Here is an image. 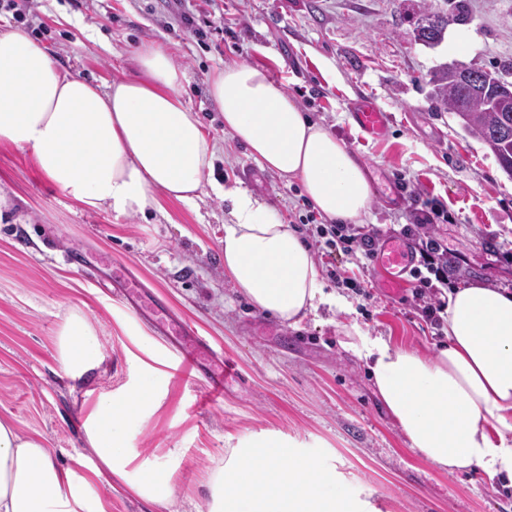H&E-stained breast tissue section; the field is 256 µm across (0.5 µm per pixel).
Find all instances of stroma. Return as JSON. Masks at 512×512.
Wrapping results in <instances>:
<instances>
[{
	"instance_id": "35a3bbf8",
	"label": "stroma",
	"mask_w": 512,
	"mask_h": 512,
	"mask_svg": "<svg viewBox=\"0 0 512 512\" xmlns=\"http://www.w3.org/2000/svg\"><path fill=\"white\" fill-rule=\"evenodd\" d=\"M472 19L449 25L444 41L416 43L415 0H20L0 24L26 28L59 65L96 83L129 69L147 42L183 67V99L220 150L213 177L247 189L282 223L309 239V206L299 182L263 169L224 130L209 96L213 73L231 62L265 69L297 107L334 133L366 168L374 188L368 229L405 241L407 225L431 208L446 222L435 235L464 259L448 282L512 289V177L457 118L436 108L426 75L457 60L489 72L512 66V0H466ZM365 98L388 112L387 136L361 140L350 112ZM253 171L246 179L244 171ZM0 419L40 435L54 462L88 477L107 512H209V485L227 447L261 431L297 440L302 455L335 473L345 493L381 512H512V482L480 470L448 474L422 460L388 414L365 364L343 347L344 328L423 356L435 354L441 325L411 306V289L390 292L375 259L353 266L343 251L314 249L327 292L347 310L320 308L298 327L260 311L224 275V204L207 194L195 207L162 200L163 214L117 218L64 194L29 151L0 145ZM79 253L83 267L72 266ZM123 266L156 303L205 336L233 369L217 404L204 382L173 379L171 344L131 309L114 286ZM354 268L357 287L328 277ZM83 316L103 357L81 377L66 373L57 342L65 318ZM151 341L166 396L146 421L127 427L138 461L173 472L170 502L150 504L123 486L93 479L98 459L84 428L99 393L142 375L127 352Z\"/></svg>"
}]
</instances>
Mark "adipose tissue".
<instances>
[{"mask_svg": "<svg viewBox=\"0 0 512 512\" xmlns=\"http://www.w3.org/2000/svg\"><path fill=\"white\" fill-rule=\"evenodd\" d=\"M136 76L94 84L61 69L21 27L0 29V144L29 150L39 171L67 195L115 217L159 209V196L195 205L204 187L228 207L224 273L262 312L295 325L336 305L309 249L276 214L238 186L212 184L218 146L182 100L185 74L169 52L145 44ZM224 127L250 157L297 180L332 220L361 223L373 188L347 145L306 118L259 67L231 63L210 79ZM446 344L435 357L345 327V349L370 370L409 448L443 471L476 468L512 480V290L482 283L451 289ZM61 364L82 376L101 357L95 330L65 319ZM163 390L142 381L99 394L85 418L99 462L136 496L168 502L172 472L140 464L126 448L130 421L159 407ZM86 478L57 467L43 442L0 420V512H106ZM213 512H360L335 475L294 442L271 432L231 447L213 486Z\"/></svg>", "mask_w": 512, "mask_h": 512, "instance_id": "obj_1", "label": "adipose tissue"}]
</instances>
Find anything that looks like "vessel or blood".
I'll list each match as a JSON object with an SVG mask.
<instances>
[{
	"label": "vessel or blood",
	"mask_w": 512,
	"mask_h": 512,
	"mask_svg": "<svg viewBox=\"0 0 512 512\" xmlns=\"http://www.w3.org/2000/svg\"><path fill=\"white\" fill-rule=\"evenodd\" d=\"M352 117L362 139L380 140L386 135L389 116L369 100H360ZM142 284L135 279L127 280L122 294L133 308L139 309L161 334L167 336L176 347L178 357L174 367L177 377L190 381L205 379L210 398H220L224 391V381L230 370L221 354L216 353L205 339L196 336L187 324L174 323L160 317L157 312L142 307L140 295Z\"/></svg>",
	"instance_id": "obj_1"
}]
</instances>
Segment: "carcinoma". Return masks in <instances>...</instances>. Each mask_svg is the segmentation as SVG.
<instances>
[{"instance_id":"1","label":"carcinoma","mask_w":512,"mask_h":512,"mask_svg":"<svg viewBox=\"0 0 512 512\" xmlns=\"http://www.w3.org/2000/svg\"><path fill=\"white\" fill-rule=\"evenodd\" d=\"M418 13L421 24L414 30V39L428 47L443 41L448 19L460 24L471 21L466 0H452L449 15L432 0H419ZM429 84L436 106L457 117L464 130L485 145L500 167L512 176V100L499 99L496 104H490L492 90L474 93L462 72L450 71L446 64L430 71Z\"/></svg>"}]
</instances>
